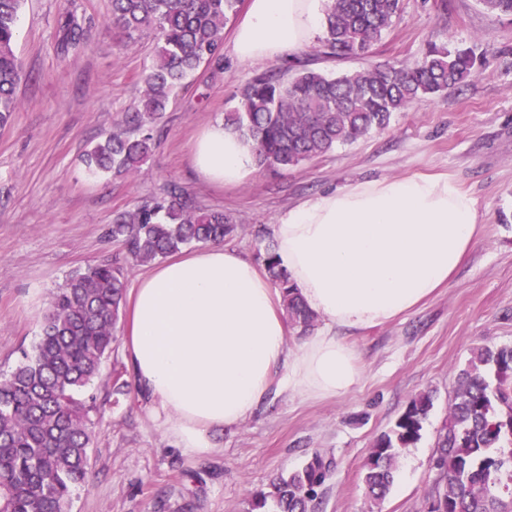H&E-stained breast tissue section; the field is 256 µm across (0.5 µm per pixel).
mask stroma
<instances>
[{"instance_id":"obj_1","label":"stroma","mask_w":512,"mask_h":512,"mask_svg":"<svg viewBox=\"0 0 512 512\" xmlns=\"http://www.w3.org/2000/svg\"><path fill=\"white\" fill-rule=\"evenodd\" d=\"M402 0L401 12L370 56L318 59L330 73L391 60H416L427 43L486 54L463 91L424 98L397 113L384 132L337 147L277 175L254 171L235 188L202 180L191 165L200 130L233 106L237 86L257 67L225 52L223 69L200 67L165 112L161 133L133 176L90 178L84 151L132 111L153 40L121 39L111 0H24L15 46L20 102L0 127V380L32 350L52 297L78 267L120 256L106 230L115 210L174 183L201 205L240 225L230 244L252 262L263 245L258 225L314 195L358 181L445 173L477 202L481 235L448 284L396 320L354 333L361 378L345 395L309 400L270 392L243 423L216 432L198 454L178 447L134 389L112 392L125 367L123 325L91 385L88 479L71 512H245L253 492L301 466L312 451L334 462L320 512H424L435 474L431 459L456 376L482 345H512V17L489 15L479 0ZM93 16L87 47L57 52L68 10ZM433 392L421 440L401 456L379 503L363 484L375 439L408 402Z\"/></svg>"}]
</instances>
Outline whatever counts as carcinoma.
Segmentation results:
<instances>
[{"instance_id":"obj_1","label":"carcinoma","mask_w":512,"mask_h":512,"mask_svg":"<svg viewBox=\"0 0 512 512\" xmlns=\"http://www.w3.org/2000/svg\"><path fill=\"white\" fill-rule=\"evenodd\" d=\"M495 16H512V0H480ZM240 0H112V23L133 40L150 34L155 60L144 72L135 111L122 128L85 151L87 173H134L155 147L158 125L188 75L224 66V28ZM23 0H0V125L19 104L23 68L15 54ZM401 9V0H328L318 54L343 60L365 56ZM92 20L74 11L61 26L60 50L78 52ZM486 58L470 48L427 44L414 63L387 61L329 74L308 58L264 69L238 87L224 124L252 142L257 168L280 172L385 130L415 101L464 86ZM238 224L221 209L201 207L181 187L163 191L112 215L109 235L129 265L160 261L190 244L222 242ZM261 254L279 288L292 328L311 331L317 316L279 266L274 241ZM127 269L119 262L73 271L54 294L32 352L23 353L0 381V512H71L72 494L87 478L89 399L79 398L112 351L125 301ZM437 438L432 496L450 512H512V345L473 351ZM433 407L432 392L407 404L379 435L364 464L367 497L390 491L401 453L414 447ZM333 467L315 451L299 469L274 476L248 501L247 512H318L320 491Z\"/></svg>"}]
</instances>
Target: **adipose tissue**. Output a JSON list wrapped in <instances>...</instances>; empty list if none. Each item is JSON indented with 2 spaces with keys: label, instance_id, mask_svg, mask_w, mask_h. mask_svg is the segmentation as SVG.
Returning a JSON list of instances; mask_svg holds the SVG:
<instances>
[{
  "label": "adipose tissue",
  "instance_id": "obj_1",
  "mask_svg": "<svg viewBox=\"0 0 512 512\" xmlns=\"http://www.w3.org/2000/svg\"><path fill=\"white\" fill-rule=\"evenodd\" d=\"M325 0H248L232 38L244 64L304 48ZM217 186L256 168L249 143L223 120L191 150ZM279 262L322 328L289 347L281 294L238 249L212 243L157 265L130 295L123 341L134 387L180 447L245 421L275 374L306 398L338 396L359 379L344 333L388 323L446 285L478 238L473 196L445 174L360 181L307 199L272 226Z\"/></svg>",
  "mask_w": 512,
  "mask_h": 512
}]
</instances>
